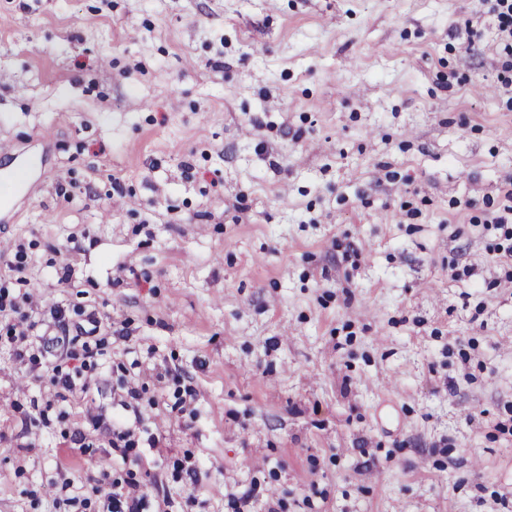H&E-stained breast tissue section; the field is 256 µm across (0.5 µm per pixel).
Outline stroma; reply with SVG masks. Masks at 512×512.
<instances>
[{
    "label": "stroma",
    "instance_id": "obj_1",
    "mask_svg": "<svg viewBox=\"0 0 512 512\" xmlns=\"http://www.w3.org/2000/svg\"><path fill=\"white\" fill-rule=\"evenodd\" d=\"M495 6L0 0V295L104 325L61 400L0 318V512H512ZM110 485L112 491H107L105 486ZM125 490V491H123ZM95 496L104 497L108 502L107 512H141L146 495L140 490L139 485L132 479L121 481L112 480V483H99L91 487Z\"/></svg>",
    "mask_w": 512,
    "mask_h": 512
}]
</instances>
